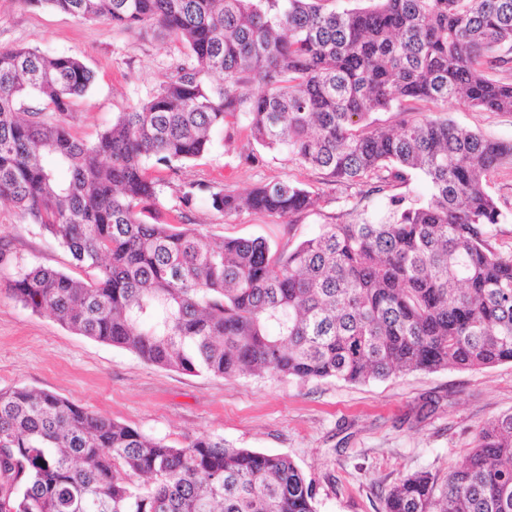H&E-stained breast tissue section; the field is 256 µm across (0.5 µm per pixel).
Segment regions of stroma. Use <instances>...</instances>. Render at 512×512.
Here are the masks:
<instances>
[{"instance_id":"1","label":"stroma","mask_w":512,"mask_h":512,"mask_svg":"<svg viewBox=\"0 0 512 512\" xmlns=\"http://www.w3.org/2000/svg\"><path fill=\"white\" fill-rule=\"evenodd\" d=\"M29 45L49 56L75 57L91 71L92 87L74 99L69 120L73 135L86 142L95 141L118 113L137 107L189 54L182 41L158 38L147 28L130 32L27 0H0V50ZM412 108L423 114L445 110L459 126L512 143V112L484 111L459 98L441 108L426 101ZM252 152L259 153L258 161H247ZM148 174L160 184L158 220L191 225L215 243L261 237L286 250L320 225L353 219L350 188L287 153L260 152L242 132L218 133L201 158L153 166ZM279 180L314 192L317 208L289 220L247 210L227 217L208 201L212 190L244 195ZM191 185L203 191L188 208L180 196ZM488 190L502 212L500 223L488 228V243L507 256L511 165L498 170ZM0 246L7 249L0 259V389L47 390L173 445L207 435L288 455L313 483L317 512H383L385 490L403 475L427 470L444 480L474 447L479 428L512 411V362L472 371H414L366 384L161 369L128 350L76 335L49 312L25 308L3 291L23 267L85 276L63 247L7 200H0Z\"/></svg>"}]
</instances>
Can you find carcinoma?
I'll return each instance as SVG.
<instances>
[{"label": "carcinoma", "instance_id": "cac0c4a2", "mask_svg": "<svg viewBox=\"0 0 512 512\" xmlns=\"http://www.w3.org/2000/svg\"><path fill=\"white\" fill-rule=\"evenodd\" d=\"M126 30L151 27L189 49L155 92L91 143L68 117L92 73L36 47L0 51V199L69 252L87 282L24 268L6 291L73 333L157 367L221 377L270 374L351 384L413 371L512 362V255L494 252L501 211L491 175L512 145L439 115L374 118L413 101L463 96L512 112V0H26ZM32 98L45 109L25 105ZM239 127L336 182L382 194V213L286 252L261 237L214 245L195 229L150 223L170 168ZM422 175L429 197L395 192ZM316 195L280 180L211 207L291 217ZM143 477L135 484L132 477ZM288 456L202 436L177 447L55 393L0 390V512H317ZM385 512H512V413L481 427L442 485L409 473Z\"/></svg>", "mask_w": 512, "mask_h": 512}]
</instances>
